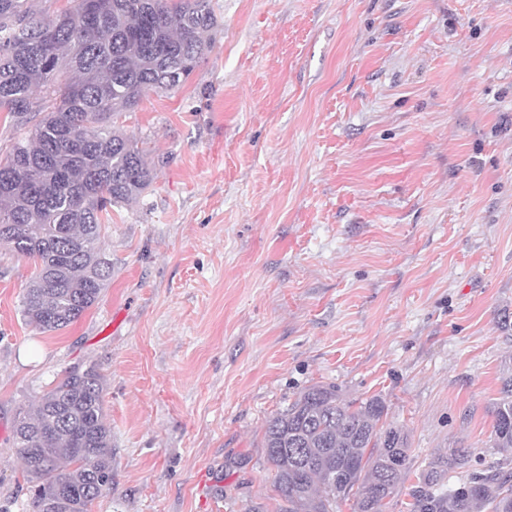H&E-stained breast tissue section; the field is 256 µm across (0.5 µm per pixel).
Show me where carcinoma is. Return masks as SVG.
Segmentation results:
<instances>
[{
    "instance_id": "obj_1",
    "label": "carcinoma",
    "mask_w": 512,
    "mask_h": 512,
    "mask_svg": "<svg viewBox=\"0 0 512 512\" xmlns=\"http://www.w3.org/2000/svg\"><path fill=\"white\" fill-rule=\"evenodd\" d=\"M0 0V111L42 118L0 157V246L34 261L23 315L62 330L98 304L112 262L101 214L139 199L156 175L138 141L112 126L148 91L184 83L219 27L213 0H72L54 16ZM104 384L90 365L67 372L18 417L14 445L34 512H90L112 484ZM385 402L312 386L266 424L262 448L286 512H383L405 478L408 435ZM492 447L512 449V368L492 403ZM460 470L457 484L448 475ZM409 512H512V456L483 469L467 448L437 454L409 491Z\"/></svg>"
}]
</instances>
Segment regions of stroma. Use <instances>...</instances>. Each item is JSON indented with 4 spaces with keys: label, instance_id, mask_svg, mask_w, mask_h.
I'll return each mask as SVG.
<instances>
[{
    "label": "stroma",
    "instance_id": "stroma-1",
    "mask_svg": "<svg viewBox=\"0 0 512 512\" xmlns=\"http://www.w3.org/2000/svg\"><path fill=\"white\" fill-rule=\"evenodd\" d=\"M189 79L117 126L157 177L102 223L112 277L71 326L22 316L0 246V512H33L21 412L95 365L112 483L92 512H281L267 421L381 397L428 459L491 447L512 365V0H218Z\"/></svg>",
    "mask_w": 512,
    "mask_h": 512
}]
</instances>
